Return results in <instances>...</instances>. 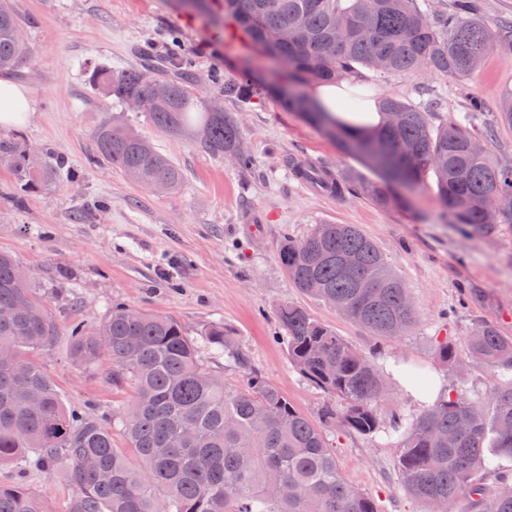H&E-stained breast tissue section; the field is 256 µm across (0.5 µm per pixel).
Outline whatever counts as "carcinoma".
<instances>
[{
	"instance_id": "obj_1",
	"label": "carcinoma",
	"mask_w": 512,
	"mask_h": 512,
	"mask_svg": "<svg viewBox=\"0 0 512 512\" xmlns=\"http://www.w3.org/2000/svg\"><path fill=\"white\" fill-rule=\"evenodd\" d=\"M224 19L236 23L251 42L263 46L265 33L281 40L265 49L277 60L288 85L279 88L288 108L324 128L344 149L383 168L390 163L402 185H416L428 171L436 176L448 223L487 234L512 224V207L494 222L488 211L512 199V163L500 162L488 148L468 149L489 140L472 127L486 112L477 96L467 112L439 126L433 107H416L385 97L382 122L367 133L352 134L336 115L318 111L303 94L310 81L335 82L356 67L382 73L426 70L466 79L494 47L512 51V19L490 27L470 17L472 0H457L454 10L431 21L419 0H223ZM19 21L0 0V70L13 67L23 48ZM192 61L179 47L165 65L153 66L170 90L156 99L142 80L144 64L120 71L94 65L90 86L123 105L144 101L153 125L167 133L192 131L198 143L217 155L233 154L239 169L253 165L237 119L224 110L199 104L192 87L204 79L190 70ZM267 89L249 72L226 79V98H261ZM93 139L103 162L132 181L162 183L176 191L181 169L159 153L149 138L108 121ZM0 168L15 186L34 190L57 175L74 177L64 163L31 154L12 135L0 134ZM315 181L340 195L358 194L387 209L396 204L391 182L351 179ZM352 253L357 264L345 269L336 256ZM281 264L295 287L333 306L376 336L401 335L416 321L405 305L409 290L375 243L355 224H317L302 241L287 240ZM20 262L0 251V464L18 460L22 469L61 467L76 488L66 512H377L371 497L355 491L341 474L326 431L337 428L370 436L384 430L399 453L396 478L431 512H458L467 500L482 512H512V478L501 475L490 492L483 475L500 470L512 458V337L482 325L468 336L471 358L493 369L499 380L488 397L489 411L470 402L462 385L428 404L420 414L395 415L383 428L377 407L387 395L386 375L375 358L314 319L303 307L285 303L279 320L286 332L288 359L340 407L326 408L321 425L301 413L273 383L250 372L246 353L224 327L204 330L208 347L227 356L247 374L231 385L212 373L199 357L196 342L176 320L125 304L112 306L100 324L73 325V347L87 367L107 357L115 387L130 385L134 399L118 420L138 463L112 443L111 422L65 410L55 386L33 353L51 345L55 321L33 280L17 275ZM404 382L426 390L431 376L421 368H400ZM0 512H51L46 500L26 486L0 484Z\"/></svg>"
}]
</instances>
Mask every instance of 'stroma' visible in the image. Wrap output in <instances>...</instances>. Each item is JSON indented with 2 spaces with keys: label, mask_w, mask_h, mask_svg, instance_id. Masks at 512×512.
I'll return each mask as SVG.
<instances>
[{
  "label": "stroma",
  "mask_w": 512,
  "mask_h": 512,
  "mask_svg": "<svg viewBox=\"0 0 512 512\" xmlns=\"http://www.w3.org/2000/svg\"><path fill=\"white\" fill-rule=\"evenodd\" d=\"M18 18L24 54L12 76L31 95L34 113L16 126L26 144L65 159L75 180H51L16 202L12 178L0 170V251L26 267L53 316L58 334L38 359L67 409L101 418L125 405L132 393L112 387L109 361L84 366L73 353L70 327L101 322L112 304L176 319L193 339L223 325L247 353L252 372L275 384L312 421H320L328 394L290 363L278 309L293 303L331 327L363 354L388 367L408 361L462 382L474 401L486 400L495 383L491 369L464 359L451 369L436 355L438 341L459 353L480 325L512 336V225L478 236L449 223L435 175L406 190V206L382 209L356 195L319 190L298 179L295 167L313 166L341 180L368 181L378 172L342 151L325 132L288 110L278 95L244 105L228 99L226 111L240 121L242 140L254 159L243 171L199 144L157 131L148 112L125 109L93 91L88 64L117 71L141 63V50L166 54L180 40L203 79L199 96L218 90L208 78L234 77L251 69L271 79L274 60L231 29L216 26L177 0H9ZM378 96L414 106L435 101L434 124L460 116L468 94L495 120L489 147L512 162V126L496 119L512 88V53L494 48L468 80L420 72H359ZM149 137L183 171L176 193L163 194L131 182L95 162L94 130L105 121ZM104 209H94L97 200ZM357 225L404 280L417 312L402 336L371 335L295 287L283 270L284 239H304L314 225ZM341 473L367 492L378 512H429L398 483V449L385 434H327ZM18 483L42 494L52 512H65L75 492L61 471L0 465V483Z\"/></svg>",
  "instance_id": "1"
}]
</instances>
